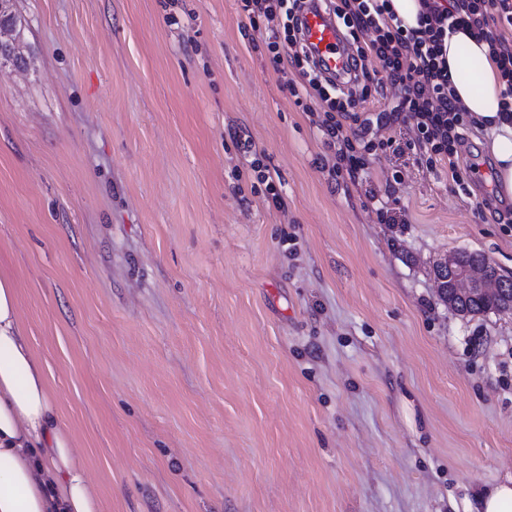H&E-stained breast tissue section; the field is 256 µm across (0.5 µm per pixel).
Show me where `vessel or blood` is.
Returning <instances> with one entry per match:
<instances>
[{"label": "vessel or blood", "mask_w": 512, "mask_h": 512, "mask_svg": "<svg viewBox=\"0 0 512 512\" xmlns=\"http://www.w3.org/2000/svg\"><path fill=\"white\" fill-rule=\"evenodd\" d=\"M302 41L323 76L343 82L351 74L346 37L322 6L308 9L302 18Z\"/></svg>", "instance_id": "b4317fda"}]
</instances>
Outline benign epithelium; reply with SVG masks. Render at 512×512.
<instances>
[{"label":"benign epithelium","instance_id":"7a95c632","mask_svg":"<svg viewBox=\"0 0 512 512\" xmlns=\"http://www.w3.org/2000/svg\"><path fill=\"white\" fill-rule=\"evenodd\" d=\"M9 0H0V66L15 65L20 61L18 38L19 20L7 10ZM435 277L439 293L456 305V300L465 296L483 295L493 291L500 277L496 266L488 262L482 267L463 265L455 255L448 254L435 266Z\"/></svg>","mask_w":512,"mask_h":512}]
</instances>
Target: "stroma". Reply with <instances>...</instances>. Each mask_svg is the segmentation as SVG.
I'll return each mask as SVG.
<instances>
[{"label":"stroma","instance_id":"35a3bbf8","mask_svg":"<svg viewBox=\"0 0 512 512\" xmlns=\"http://www.w3.org/2000/svg\"><path fill=\"white\" fill-rule=\"evenodd\" d=\"M15 10L0 277L103 512H466L512 473V315L434 280L456 251L512 277L475 130L426 171L368 104L370 180L407 218L382 224L237 0ZM241 145H243V152L246 157L251 158L248 160L250 167L257 172V178L261 183H265V189L267 193V198L271 199L274 204L279 203V193L277 187L275 185L274 179L270 172L265 168L261 161L262 153L253 146L252 142L248 139H245L243 142L240 141Z\"/></svg>","mask_w":512,"mask_h":512}]
</instances>
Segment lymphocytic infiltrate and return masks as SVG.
Returning <instances> with one entry per match:
<instances>
[{
  "label": "lymphocytic infiltrate",
  "mask_w": 512,
  "mask_h": 512,
  "mask_svg": "<svg viewBox=\"0 0 512 512\" xmlns=\"http://www.w3.org/2000/svg\"><path fill=\"white\" fill-rule=\"evenodd\" d=\"M252 28L261 21L282 19V30H269L265 45L273 64L287 59L299 69V80L288 91L303 111H323L319 123L328 147L334 148V170H346L359 179L368 170L367 156L374 148L366 133L370 118L364 105L376 98L383 84L399 87L401 97L394 113L413 130L419 148L416 164L433 165L435 158H451L465 143L471 119L455 102L448 75L445 37L449 30L468 27L489 44L506 88L503 111L512 113V0H448L438 5L424 0L420 27L404 29L388 8L387 0H327L326 6L342 22L354 45V76L344 89L324 81L299 37L298 14L303 0H238ZM358 123L359 131L347 136L344 120Z\"/></svg>",
  "instance_id": "obj_1"
}]
</instances>
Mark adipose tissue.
Segmentation results:
<instances>
[{
    "label": "adipose tissue",
    "mask_w": 512,
    "mask_h": 512,
    "mask_svg": "<svg viewBox=\"0 0 512 512\" xmlns=\"http://www.w3.org/2000/svg\"><path fill=\"white\" fill-rule=\"evenodd\" d=\"M456 101L476 122L493 160L497 195L512 199V119L486 40L449 31ZM0 512H102L85 459L62 422L44 366L19 319L16 292L0 279Z\"/></svg>",
    "instance_id": "1"
}]
</instances>
